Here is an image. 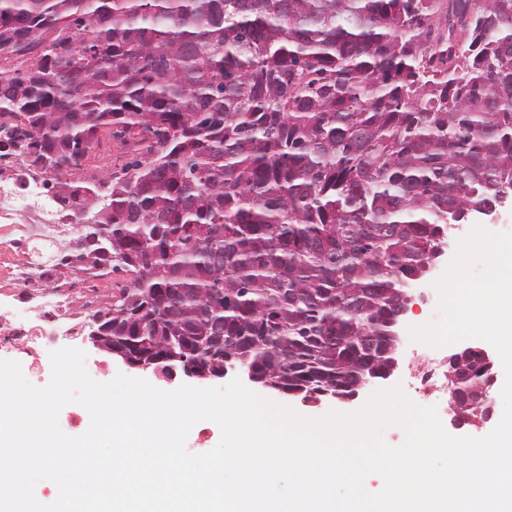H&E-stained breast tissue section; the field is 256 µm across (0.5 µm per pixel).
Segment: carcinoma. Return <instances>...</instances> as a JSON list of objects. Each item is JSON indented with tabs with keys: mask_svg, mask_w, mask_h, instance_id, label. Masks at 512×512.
I'll list each match as a JSON object with an SVG mask.
<instances>
[{
	"mask_svg": "<svg viewBox=\"0 0 512 512\" xmlns=\"http://www.w3.org/2000/svg\"><path fill=\"white\" fill-rule=\"evenodd\" d=\"M434 3L0 0V146L55 181L82 270L130 275L113 349L286 390L385 365L448 209L512 183V0H445L444 40ZM112 127L133 153L92 213L67 176ZM453 372L470 413L482 361Z\"/></svg>",
	"mask_w": 512,
	"mask_h": 512,
	"instance_id": "carcinoma-1",
	"label": "carcinoma"
}]
</instances>
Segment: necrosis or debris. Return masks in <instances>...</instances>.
<instances>
[{
	"instance_id": "obj_1",
	"label": "necrosis or debris",
	"mask_w": 512,
	"mask_h": 512,
	"mask_svg": "<svg viewBox=\"0 0 512 512\" xmlns=\"http://www.w3.org/2000/svg\"><path fill=\"white\" fill-rule=\"evenodd\" d=\"M13 157L0 159V211H23L25 220L15 225L9 249L16 256L11 275L17 284L19 302H26L30 287L39 282L48 286L53 300L41 308L37 319L19 313L0 336V349L34 348L53 343V323L88 316L85 291L88 280L78 273H65L60 259L39 253V245L53 244L59 231L40 202L42 183L34 178L17 179ZM409 354L406 387L418 400L427 402L448 390V361L436 358L430 346L408 342Z\"/></svg>"
}]
</instances>
